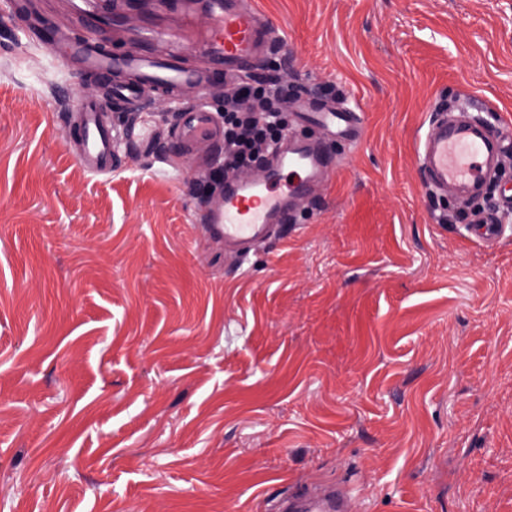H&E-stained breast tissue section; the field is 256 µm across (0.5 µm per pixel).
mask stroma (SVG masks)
Masks as SVG:
<instances>
[{
  "label": "stroma",
  "mask_w": 512,
  "mask_h": 512,
  "mask_svg": "<svg viewBox=\"0 0 512 512\" xmlns=\"http://www.w3.org/2000/svg\"><path fill=\"white\" fill-rule=\"evenodd\" d=\"M287 43L256 73L339 172L284 239L246 258L201 241L224 184L177 107L116 170L78 162L67 63L114 0H36L0 29V512H266L297 483H344L357 512H512V233L493 248L430 194L414 146L431 113L512 122V0H256ZM170 42L206 32L142 8ZM348 101L357 144L297 124L296 97Z\"/></svg>",
  "instance_id": "obj_1"
}]
</instances>
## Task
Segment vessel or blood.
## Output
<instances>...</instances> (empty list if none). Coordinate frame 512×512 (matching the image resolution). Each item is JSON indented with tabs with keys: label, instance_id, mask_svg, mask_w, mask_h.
I'll return each instance as SVG.
<instances>
[{
	"label": "vessel or blood",
	"instance_id": "vessel-or-blood-1",
	"mask_svg": "<svg viewBox=\"0 0 512 512\" xmlns=\"http://www.w3.org/2000/svg\"><path fill=\"white\" fill-rule=\"evenodd\" d=\"M205 9L213 17L215 30L205 33L197 49L222 65L225 79L243 76L246 64L267 58L284 45L281 30L257 9L254 0H206ZM76 54L84 70L105 78L123 73V81L112 88V96L119 102L142 101L151 91L192 89L204 93L214 82L212 68L185 66L175 51L119 57L90 40L79 45ZM77 110L83 145L81 164L97 174L110 173L117 133L104 108L83 102ZM298 119L353 142L360 138L364 124L362 114L344 103L299 113ZM184 133L189 137L216 135L208 105H195L185 119ZM511 151L512 128L491 127L474 120L466 111L435 112L418 140L416 159L434 189L447 193L463 187L473 194L495 176ZM263 166L265 182H255L243 174L225 181L220 205L202 214L207 230L243 258L255 246L280 238L294 221L297 198L316 197L320 187L336 174V166L321 142L291 135L284 137ZM287 168L296 173L295 181H284L282 172ZM507 230V225L484 217L473 218L467 227L474 242L488 247L496 245ZM282 512H353V508L347 492L330 485L289 494L282 502Z\"/></svg>",
	"mask_w": 512,
	"mask_h": 512
}]
</instances>
